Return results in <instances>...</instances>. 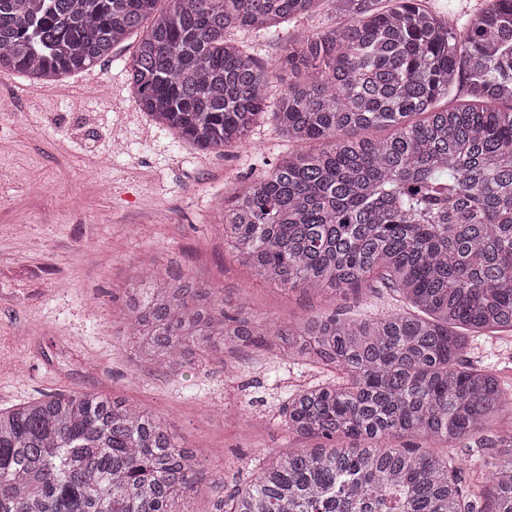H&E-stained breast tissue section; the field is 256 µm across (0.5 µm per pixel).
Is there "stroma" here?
<instances>
[{
	"label": "stroma",
	"instance_id": "35a3bbf8",
	"mask_svg": "<svg viewBox=\"0 0 512 512\" xmlns=\"http://www.w3.org/2000/svg\"><path fill=\"white\" fill-rule=\"evenodd\" d=\"M137 36L92 68L112 87L96 100L79 75L57 86L31 84L0 69V408L62 391H97L166 416L180 445L200 462L197 478L224 484L189 498L188 512H216L227 490L244 485L258 451L301 442L277 427L279 410L317 372L285 366L268 350L240 347L223 358L159 375L140 367L122 336V292L141 255L163 272H188L246 296L277 322L382 309L385 288H361L336 300L255 279L230 254L218 228L219 203L243 179L269 170L289 148L274 115L246 148L201 152L141 112L124 67ZM123 128L125 153L101 158ZM473 363H495L512 386V334L472 338Z\"/></svg>",
	"mask_w": 512,
	"mask_h": 512
}]
</instances>
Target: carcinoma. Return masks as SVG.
I'll return each mask as SVG.
<instances>
[{
  "instance_id": "1",
  "label": "carcinoma",
  "mask_w": 512,
  "mask_h": 512,
  "mask_svg": "<svg viewBox=\"0 0 512 512\" xmlns=\"http://www.w3.org/2000/svg\"><path fill=\"white\" fill-rule=\"evenodd\" d=\"M159 2L0 0V68L47 86L141 30L129 87L180 141L241 146L275 106L297 148L223 199L224 244L285 289L375 280L398 303L274 322L140 262L122 321L150 369L253 345L324 374L278 421L307 445L258 459L217 512H512V431L491 428L512 389L461 361L470 338L512 331V0L461 30L425 0H326L335 23L304 40L278 26L316 0ZM238 28L279 57L258 60ZM285 71L303 81L272 102ZM476 436L466 485L446 448ZM403 437L427 449L389 445ZM196 465L164 416L98 392L0 409V512H187Z\"/></svg>"
}]
</instances>
